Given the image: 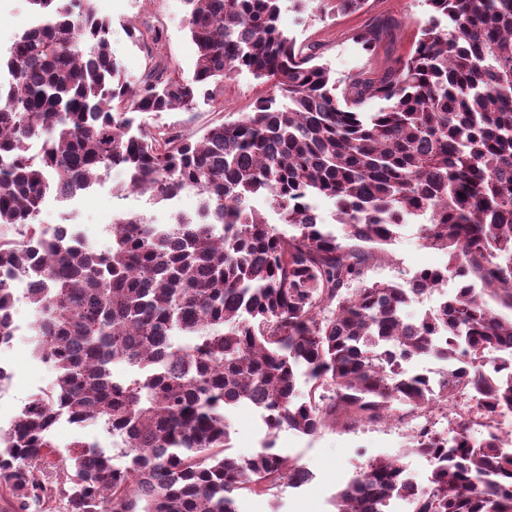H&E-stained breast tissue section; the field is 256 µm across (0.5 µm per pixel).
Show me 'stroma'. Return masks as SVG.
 Here are the masks:
<instances>
[{"label":"stroma","mask_w":512,"mask_h":512,"mask_svg":"<svg viewBox=\"0 0 512 512\" xmlns=\"http://www.w3.org/2000/svg\"><path fill=\"white\" fill-rule=\"evenodd\" d=\"M93 6L98 15L112 24V53L125 81L132 85L139 83L150 58L159 56L168 60L176 76L192 81L195 47L183 24L184 0H93ZM427 18L424 0H367L362 10L325 21L298 12L293 0H281L279 24L297 42L316 45L319 62L328 65L337 84L341 85L356 71L381 70L405 58ZM32 23L26 0H0V50H8L14 39ZM373 23L389 25L390 31L370 55L353 41L352 35ZM152 26L163 30L160 43L131 39L130 29L144 31ZM268 91L267 84L243 70L225 79L218 101L202 98L189 111L142 113L137 122L145 128L171 127L183 134L198 136L212 123L253 111L256 101ZM123 178L120 169L102 171L97 185L73 204L72 224L82 230L87 242L96 249L109 246L108 229L120 214L142 213L157 224L172 221L168 204L145 195L121 193ZM388 252V259L372 266L371 279L406 286L418 270L438 267L447 261L444 252L422 246L419 226L414 222L401 227ZM32 348V338L26 334L16 337L13 350L0 355L14 365L10 393L0 400L1 425H8L22 402L48 390L56 378L53 368L34 358ZM226 418L232 455L248 458L270 443L313 475L309 483L299 488L283 482L263 495L240 494L239 512H336L337 492L360 468L379 457L399 458L411 478L419 483L425 481L434 468L428 458L414 451V436L409 425L396 420L325 427L315 434L305 435L287 428L269 433L261 412L248 404L231 409ZM78 435L96 442L111 455L114 465L125 464L122 449L114 447L110 437L95 426L79 429L59 424L53 433L59 456H67L70 442Z\"/></svg>","instance_id":"stroma-1"}]
</instances>
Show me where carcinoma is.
Returning a JSON list of instances; mask_svg holds the SVG:
<instances>
[{"mask_svg":"<svg viewBox=\"0 0 512 512\" xmlns=\"http://www.w3.org/2000/svg\"><path fill=\"white\" fill-rule=\"evenodd\" d=\"M185 2L191 82L159 58L127 84L92 0H27L37 25L0 58L11 76L0 83V227L42 240L43 191H87L111 167L158 202L203 196L196 220L121 215L103 251L56 241L35 260L24 238L0 235V267L37 271L34 355L56 370L52 391L0 427V484L23 510L58 491L66 512H238L244 491L308 483L270 444L243 462L227 453L225 412L240 403L271 431L307 435L430 411L460 384L490 416L512 415V319L485 299L512 309V0H425L407 57L342 88L316 46L280 29V0ZM296 2L332 18L365 0ZM382 32L353 40L371 53ZM243 69L273 90L254 111L196 138L136 124L140 112L192 108ZM374 99L385 106L364 111ZM258 193L288 231L246 205ZM319 196L335 203L334 229L315 214ZM409 217L448 262L409 288L370 280ZM450 279L459 287L438 307L407 311ZM11 306L0 282V337L13 335ZM424 356L453 367L433 384L406 373ZM116 363L132 376L115 378ZM61 418L102 427L128 462L80 439L56 456ZM511 443L491 423L478 443L420 433L415 449L434 463L425 483L376 458L336 512H383L393 497L410 512H512Z\"/></svg>","mask_w":512,"mask_h":512,"instance_id":"1","label":"carcinoma"}]
</instances>
